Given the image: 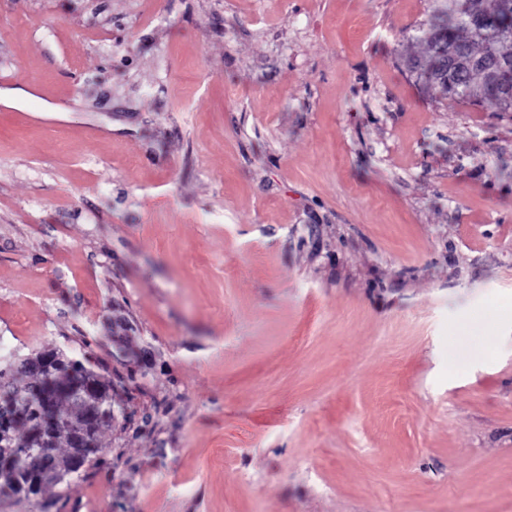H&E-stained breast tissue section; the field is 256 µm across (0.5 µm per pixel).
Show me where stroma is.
<instances>
[{
  "label": "stroma",
  "mask_w": 512,
  "mask_h": 512,
  "mask_svg": "<svg viewBox=\"0 0 512 512\" xmlns=\"http://www.w3.org/2000/svg\"><path fill=\"white\" fill-rule=\"evenodd\" d=\"M432 0H0V357L114 385L0 512H512V112ZM444 95L458 100H466L472 103H490V98L495 92L494 87L485 81L479 73L463 74L457 76L446 88H441ZM477 104V103H476ZM494 107V106H493Z\"/></svg>",
  "instance_id": "1"
}]
</instances>
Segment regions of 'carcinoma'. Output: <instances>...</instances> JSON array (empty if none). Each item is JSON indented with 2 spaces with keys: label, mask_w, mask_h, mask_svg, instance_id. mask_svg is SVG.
<instances>
[{
  "label": "carcinoma",
  "mask_w": 512,
  "mask_h": 512,
  "mask_svg": "<svg viewBox=\"0 0 512 512\" xmlns=\"http://www.w3.org/2000/svg\"><path fill=\"white\" fill-rule=\"evenodd\" d=\"M434 0L432 18L419 40L433 63L442 40L479 54L484 42L469 17L492 16L512 28V0ZM450 98L490 103L495 92L478 73L463 74L442 89ZM69 419L75 432L56 429L50 420ZM112 382L59 349L17 355L0 367V495L30 502L52 485L81 477L101 452L100 438L112 427Z\"/></svg>",
  "instance_id": "1"
}]
</instances>
